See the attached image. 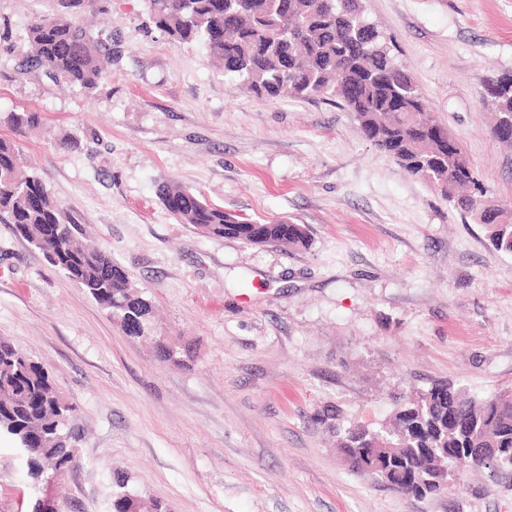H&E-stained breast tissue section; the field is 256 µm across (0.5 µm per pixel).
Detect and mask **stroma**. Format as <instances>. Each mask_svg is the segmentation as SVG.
<instances>
[{"instance_id": "obj_1", "label": "stroma", "mask_w": 512, "mask_h": 512, "mask_svg": "<svg viewBox=\"0 0 512 512\" xmlns=\"http://www.w3.org/2000/svg\"><path fill=\"white\" fill-rule=\"evenodd\" d=\"M366 18L462 143L512 219V146L491 133L486 81L512 71V0H361ZM53 0H0V138L145 291L161 362L0 223V337L78 410L79 462L31 486L0 439V512H110L113 475L171 512H512V472L417 499L351 471L331 425L389 419L392 397L445 379L512 388V255L365 141L346 107L259 99L204 45L171 40L146 0L79 22L112 37L93 93L26 72ZM40 123L16 135L11 112ZM177 183L225 212L306 225V250L208 238L158 198Z\"/></svg>"}]
</instances>
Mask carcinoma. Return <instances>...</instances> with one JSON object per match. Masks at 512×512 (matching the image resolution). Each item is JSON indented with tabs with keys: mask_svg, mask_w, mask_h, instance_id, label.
<instances>
[{
	"mask_svg": "<svg viewBox=\"0 0 512 512\" xmlns=\"http://www.w3.org/2000/svg\"><path fill=\"white\" fill-rule=\"evenodd\" d=\"M57 9L39 18L27 34L28 67L92 93L105 77L100 56L112 57L102 35L76 23L105 0H55ZM155 26L179 41L202 42L224 64V75L259 99L321 96L355 114L359 134L410 175L438 189L486 229L495 250L512 254V222L486 198L460 142L428 107L418 86L398 64L386 37L364 16L360 0H148ZM494 92L493 134L512 143V75L487 83ZM18 134L38 121L35 112L8 117ZM164 207L201 234L254 246L308 248L302 224H253L224 212L187 189L168 184ZM0 223L39 250L47 261L83 288L109 317L140 320L151 330V302L136 289L111 254L85 240L83 227L52 197L25 165L13 141L0 139ZM77 405L65 400L48 372L31 356L0 339V436L27 453L36 483L62 480L78 461L69 429ZM392 425L354 423L336 431L352 470L409 497L442 496L459 476L483 468L470 449L497 448L512 455V394L468 396L448 381L398 397ZM111 512H139L128 479L113 478Z\"/></svg>",
	"mask_w": 512,
	"mask_h": 512,
	"instance_id": "obj_1",
	"label": "carcinoma"
}]
</instances>
